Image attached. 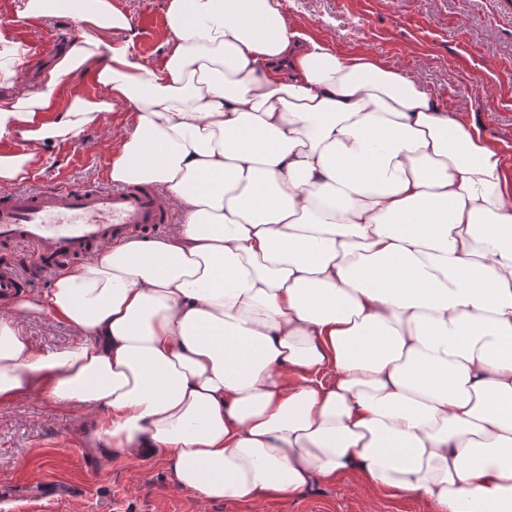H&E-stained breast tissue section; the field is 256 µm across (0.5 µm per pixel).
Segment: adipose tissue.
Returning a JSON list of instances; mask_svg holds the SVG:
<instances>
[{
  "instance_id": "1",
  "label": "adipose tissue",
  "mask_w": 512,
  "mask_h": 512,
  "mask_svg": "<svg viewBox=\"0 0 512 512\" xmlns=\"http://www.w3.org/2000/svg\"><path fill=\"white\" fill-rule=\"evenodd\" d=\"M78 35L0 96V185L130 122L109 177L160 185L163 236L104 243L0 316V405L106 411L99 454L167 455L205 501L359 471L433 512H512V171L414 74L288 25L279 0H169L162 63L112 0H18ZM122 32V43L112 35ZM92 72L102 92L73 80ZM44 313L77 340L37 349Z\"/></svg>"
}]
</instances>
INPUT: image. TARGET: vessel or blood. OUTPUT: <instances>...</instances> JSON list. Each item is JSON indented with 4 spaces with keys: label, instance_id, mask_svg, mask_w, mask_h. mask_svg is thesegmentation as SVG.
I'll return each mask as SVG.
<instances>
[{
    "label": "vessel or blood",
    "instance_id": "vessel-or-blood-1",
    "mask_svg": "<svg viewBox=\"0 0 512 512\" xmlns=\"http://www.w3.org/2000/svg\"><path fill=\"white\" fill-rule=\"evenodd\" d=\"M171 217L148 187L59 182L1 195L0 306L35 276L84 260L104 242L155 234Z\"/></svg>",
    "mask_w": 512,
    "mask_h": 512
}]
</instances>
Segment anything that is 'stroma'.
Returning a JSON list of instances; mask_svg holds the SVG:
<instances>
[{"label":"stroma","instance_id":"35a3bbf8","mask_svg":"<svg viewBox=\"0 0 512 512\" xmlns=\"http://www.w3.org/2000/svg\"><path fill=\"white\" fill-rule=\"evenodd\" d=\"M137 36L133 50L153 62L170 37L169 0H112ZM289 26L344 52H368L414 73L449 111L473 120L512 167V0H280ZM27 186L109 183L100 128L75 143L46 146ZM37 348L75 342L69 327L29 314ZM105 414L58 408L33 396L0 406V512H432L418 494L379 493L353 473L294 498L259 504L204 501L179 490L160 457L96 454Z\"/></svg>","mask_w":512,"mask_h":512}]
</instances>
